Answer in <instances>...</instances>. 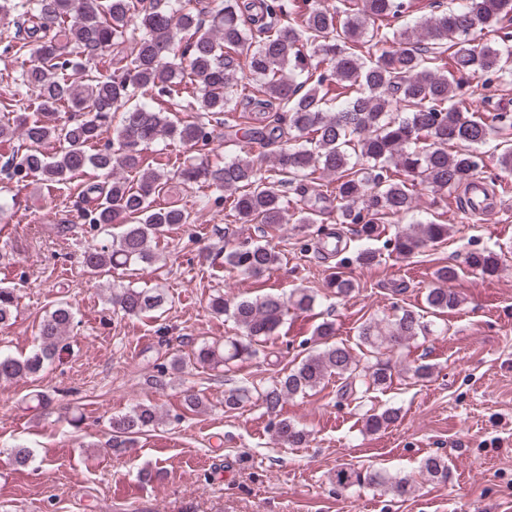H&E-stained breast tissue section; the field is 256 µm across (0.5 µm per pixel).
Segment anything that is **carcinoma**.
<instances>
[{"label": "carcinoma", "mask_w": 512, "mask_h": 512, "mask_svg": "<svg viewBox=\"0 0 512 512\" xmlns=\"http://www.w3.org/2000/svg\"><path fill=\"white\" fill-rule=\"evenodd\" d=\"M193 0H0V20L16 26L9 48L28 57L23 84L34 88L32 113L16 117V127L0 125V138L19 136L4 164L18 185L39 175L49 186L66 185L93 171L98 179L83 182L80 195L90 231L106 242L82 254L93 273L108 266L151 264L150 242L173 224L190 223V213L175 204H157L168 176L145 167L143 150L167 139L190 149L206 146L212 131L224 127V138L273 148V163L264 168L245 152L230 161L209 164L184 160L174 174L185 184L201 180L221 192L204 195L199 208L212 200L230 203L234 217L256 224L261 234L282 224L318 223L315 203L328 195L339 202L337 220L356 226L363 240L379 236L380 225L414 208L417 187L436 192L464 189L477 177L480 148L491 135L512 134V114L498 109L486 119L456 105L462 91L458 74L482 79L489 89L512 79V0H209L201 9ZM419 14L413 26L406 20ZM497 32L491 46L477 38ZM112 51V71L87 74V64ZM72 115L59 123L57 114ZM196 112L193 121L177 118ZM121 114L112 143L95 149ZM64 144L54 156L42 147L50 140ZM322 172L331 177L325 189L308 184ZM126 172L138 174L133 182ZM451 226L430 221L395 233L391 252L406 259L427 246L448 240ZM224 266L261 276L279 263L270 242L224 245ZM362 267L381 262L371 248L344 257ZM469 267L492 276L497 254L475 251ZM457 268L435 272L437 286L426 294L427 309L444 315L460 303L448 283ZM328 287L338 298L355 290V282L334 271ZM128 317H153L163 308L156 288H124L112 297ZM315 297L298 289L289 297L267 294L230 303L211 295L209 310L231 317L242 336L224 345L203 343L191 357L176 356L170 369L187 365H224L250 359L257 346L274 335L290 310L307 312ZM16 289L0 287V325L15 318ZM75 320L72 304L60 300L39 324V343L25 356L0 354V381L35 378L60 358L63 341ZM430 332L424 314L399 307L393 320L368 321L359 329L366 353L356 357L349 347L332 341L334 324H318L313 336L320 348L297 365L285 368L267 387L242 386L224 394V407L238 410L257 396L277 412L287 397L305 394L334 375L342 397L386 389L394 364L382 349H393ZM398 418L387 409L365 420L378 432ZM155 408L133 406L109 423L110 449L121 455L139 435L157 425ZM276 437L298 447L307 431L288 419L272 422ZM14 465L25 467L33 451L10 449ZM430 479L448 478V463L429 456L420 465ZM377 485L397 497L414 492L411 479L384 469L361 473L336 470V483Z\"/></svg>", "instance_id": "cac0c4a2"}]
</instances>
